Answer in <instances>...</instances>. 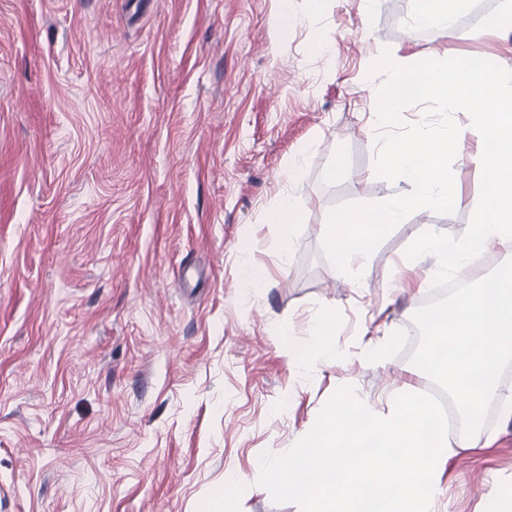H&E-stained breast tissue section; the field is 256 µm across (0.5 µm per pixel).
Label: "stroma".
<instances>
[{"instance_id": "1", "label": "stroma", "mask_w": 512, "mask_h": 512, "mask_svg": "<svg viewBox=\"0 0 512 512\" xmlns=\"http://www.w3.org/2000/svg\"><path fill=\"white\" fill-rule=\"evenodd\" d=\"M501 6L470 0L446 38L408 26L420 0H0V512H211L230 475L251 486L234 512H301L257 486L263 453L339 387L381 415L430 387L404 346L438 260L411 269L405 250L466 232L477 136L453 212L407 216L359 278L337 276L320 226L410 189L375 172L372 63L512 70V32L484 24ZM340 153L352 175L328 180ZM289 194L306 217L286 257L265 217ZM328 310L334 358L295 363ZM448 440L438 512H491L512 418Z\"/></svg>"}]
</instances>
